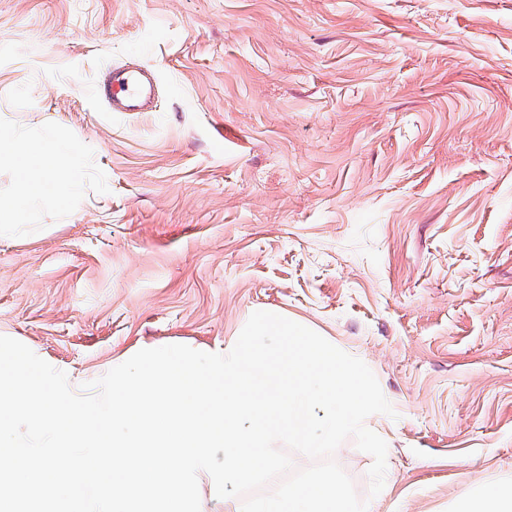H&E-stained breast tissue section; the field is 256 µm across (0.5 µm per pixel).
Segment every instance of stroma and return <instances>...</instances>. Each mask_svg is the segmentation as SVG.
Instances as JSON below:
<instances>
[{
  "mask_svg": "<svg viewBox=\"0 0 512 512\" xmlns=\"http://www.w3.org/2000/svg\"><path fill=\"white\" fill-rule=\"evenodd\" d=\"M151 69V111L93 94ZM75 145L63 201L0 159V335L81 391L141 345L220 351L257 310L376 376L334 461L368 512L512 485V0H0V138ZM71 189L68 185L54 179L32 184L28 188V195L36 200H60L68 196Z\"/></svg>",
  "mask_w": 512,
  "mask_h": 512,
  "instance_id": "1",
  "label": "stroma"
}]
</instances>
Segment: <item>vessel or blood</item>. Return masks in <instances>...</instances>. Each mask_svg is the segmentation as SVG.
<instances>
[{
	"label": "vessel or blood",
	"instance_id": "1",
	"mask_svg": "<svg viewBox=\"0 0 512 512\" xmlns=\"http://www.w3.org/2000/svg\"><path fill=\"white\" fill-rule=\"evenodd\" d=\"M95 95L114 112L144 111L151 93L145 70L115 67L94 88Z\"/></svg>",
	"mask_w": 512,
	"mask_h": 512
}]
</instances>
